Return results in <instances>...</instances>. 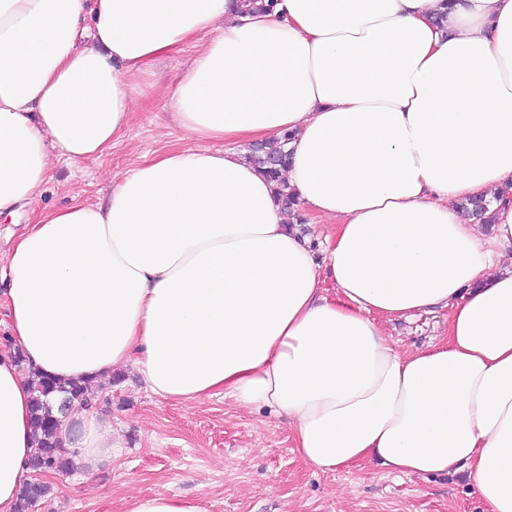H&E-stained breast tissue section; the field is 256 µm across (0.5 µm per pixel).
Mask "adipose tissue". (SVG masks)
<instances>
[{
	"label": "adipose tissue",
	"mask_w": 512,
	"mask_h": 512,
	"mask_svg": "<svg viewBox=\"0 0 512 512\" xmlns=\"http://www.w3.org/2000/svg\"><path fill=\"white\" fill-rule=\"evenodd\" d=\"M190 43L164 96L193 146L43 213L0 266V512L30 472L31 372L127 365L166 399L287 415L316 468L464 471L512 512V0H0V213L109 149L131 81ZM287 132L317 251L244 151ZM473 196L490 234L456 207ZM436 308L442 344L383 337L379 317ZM61 435L87 467L112 455L99 412ZM122 512L207 510L159 491Z\"/></svg>",
	"instance_id": "obj_1"
}]
</instances>
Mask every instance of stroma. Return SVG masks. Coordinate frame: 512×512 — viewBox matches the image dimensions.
<instances>
[{
    "label": "stroma",
    "instance_id": "stroma-1",
    "mask_svg": "<svg viewBox=\"0 0 512 512\" xmlns=\"http://www.w3.org/2000/svg\"><path fill=\"white\" fill-rule=\"evenodd\" d=\"M195 54L194 45H185L135 80L136 110L111 149L98 158L55 163L39 196L0 215L1 255L42 213L76 200L103 201L114 174L161 150L189 146L162 91ZM380 326L400 352L412 353L447 340L448 312L384 318ZM89 393L112 428L114 455L95 471L78 463L48 477L50 491L31 512H120L126 496L156 491L203 500L209 512H486L463 472L399 478L371 461L314 468L295 451L286 419L239 408L220 394L191 403L164 399L130 368Z\"/></svg>",
    "mask_w": 512,
    "mask_h": 512
}]
</instances>
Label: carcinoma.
<instances>
[{
    "label": "carcinoma",
    "mask_w": 512,
    "mask_h": 512,
    "mask_svg": "<svg viewBox=\"0 0 512 512\" xmlns=\"http://www.w3.org/2000/svg\"><path fill=\"white\" fill-rule=\"evenodd\" d=\"M293 134L284 135L283 141L273 140L263 143L257 149L249 147L248 158L259 168V171L274 184L275 197L282 209L296 218V223H303V218L296 213L297 198L294 190L281 177L287 165L289 153L285 151V143L292 140ZM468 215L486 224L489 211L487 201L468 198L462 203ZM31 385L35 392L32 405L31 428L36 442L29 468L34 472L63 473L73 467L72 454L63 446L59 435L58 417L52 414V402H66L73 408H87L91 402L86 396L87 384L80 381L62 383L54 378L31 374ZM48 492V486L42 483L27 482L23 484L16 512H29L35 504Z\"/></svg>",
    "instance_id": "obj_1"
}]
</instances>
